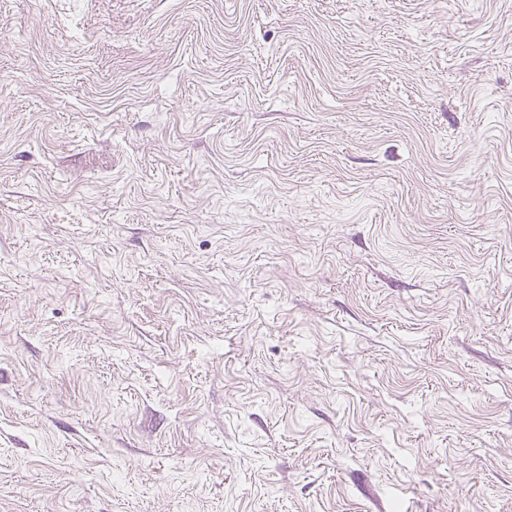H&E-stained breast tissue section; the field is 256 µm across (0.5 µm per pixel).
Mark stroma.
I'll use <instances>...</instances> for the list:
<instances>
[{"label": "stroma", "instance_id": "35a3bbf8", "mask_svg": "<svg viewBox=\"0 0 512 512\" xmlns=\"http://www.w3.org/2000/svg\"><path fill=\"white\" fill-rule=\"evenodd\" d=\"M0 512H512V0H0Z\"/></svg>", "mask_w": 512, "mask_h": 512}]
</instances>
